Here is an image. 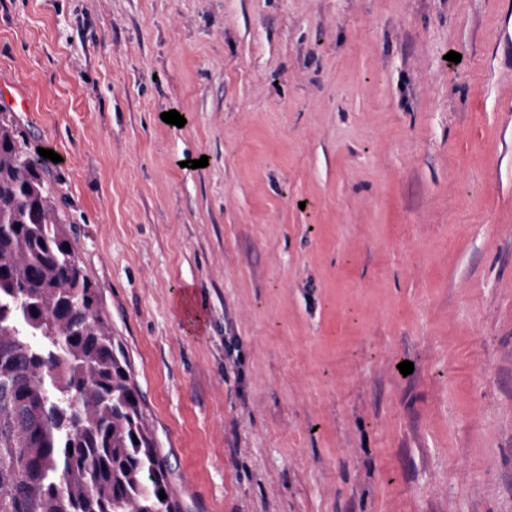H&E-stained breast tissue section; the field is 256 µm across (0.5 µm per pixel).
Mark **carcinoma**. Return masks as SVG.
Returning <instances> with one entry per match:
<instances>
[{"label": "carcinoma", "instance_id": "obj_1", "mask_svg": "<svg viewBox=\"0 0 512 512\" xmlns=\"http://www.w3.org/2000/svg\"><path fill=\"white\" fill-rule=\"evenodd\" d=\"M46 165L0 122V512H180Z\"/></svg>", "mask_w": 512, "mask_h": 512}]
</instances>
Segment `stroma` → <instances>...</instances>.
<instances>
[{
    "label": "stroma",
    "mask_w": 512,
    "mask_h": 512,
    "mask_svg": "<svg viewBox=\"0 0 512 512\" xmlns=\"http://www.w3.org/2000/svg\"><path fill=\"white\" fill-rule=\"evenodd\" d=\"M1 118L183 512H512V0H0Z\"/></svg>",
    "instance_id": "obj_1"
}]
</instances>
